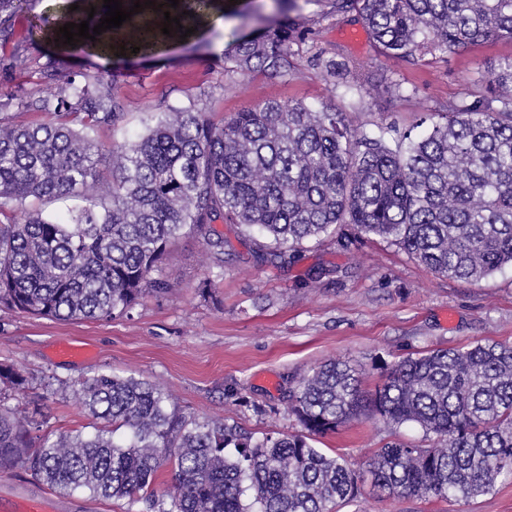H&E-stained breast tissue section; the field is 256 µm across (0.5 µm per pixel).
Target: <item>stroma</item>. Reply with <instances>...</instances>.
I'll return each instance as SVG.
<instances>
[{
  "label": "stroma",
  "mask_w": 512,
  "mask_h": 512,
  "mask_svg": "<svg viewBox=\"0 0 512 512\" xmlns=\"http://www.w3.org/2000/svg\"><path fill=\"white\" fill-rule=\"evenodd\" d=\"M220 18L205 16L199 38L175 39L126 56H96L85 45L59 46L34 21H59L65 8L87 0H25L9 32H0V93L11 96L7 116L29 123L45 113L21 111L22 103L53 96L57 82L108 72L116 77L126 117L103 130L104 145L141 134L151 116L196 104L214 118L265 101L324 102L343 112L351 127L371 131L396 123L411 128L420 115L485 91L483 76L512 57L507 38L460 47L450 55H424L411 63L377 56L355 13L333 12L329 0H301L290 18L310 27L293 45L294 70L242 78L224 70V57L255 28L281 16L279 0H221ZM339 66L329 77L311 66L316 49ZM25 57V69L7 65ZM396 82L408 96L387 91ZM223 270L210 269L194 237L174 244L158 275L169 293L146 295L131 316L115 320L58 321L0 308V363L15 365L28 379L25 390L0 391V408L33 414L42 434L80 428L89 417L72 392L97 371L158 383L190 419L221 418L260 438L293 433L299 424L283 397L306 369L340 358L364 369V388L374 392L382 370L403 357L437 347L480 340L512 344V266L478 282L433 273L391 241L364 240L351 226L334 239L302 251L288 266L258 261L243 227H223ZM208 292H201L204 279ZM63 339L88 347L91 358H55ZM426 446L419 426L393 427L364 415L317 447L345 455L354 469L386 443ZM0 495L50 496L54 512H146L144 504L64 495L23 470L0 473ZM336 512H512V477H499L490 493L470 502L387 498L362 487Z\"/></svg>",
  "instance_id": "obj_1"
}]
</instances>
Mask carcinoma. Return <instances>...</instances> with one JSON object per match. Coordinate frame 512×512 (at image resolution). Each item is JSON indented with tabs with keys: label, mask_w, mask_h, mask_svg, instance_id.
Here are the masks:
<instances>
[{
	"label": "carcinoma",
	"mask_w": 512,
	"mask_h": 512,
	"mask_svg": "<svg viewBox=\"0 0 512 512\" xmlns=\"http://www.w3.org/2000/svg\"><path fill=\"white\" fill-rule=\"evenodd\" d=\"M332 2L358 15L383 56L413 61L512 39V0ZM22 5L0 0V32ZM163 22L138 13L123 26L159 43ZM300 39L285 15L240 41L227 71L288 76ZM484 82L489 94L442 106L417 137L393 123L354 131L326 103L267 101L218 122L192 103L105 147L97 133L125 118L115 80L67 81L53 107L25 105L45 121L0 117V305L63 321L124 317L145 295L170 291L154 273L184 235L224 270L217 224L257 233L258 257L280 264L349 224L438 274L482 280L512 266V58ZM68 197L81 204L46 213ZM362 375L336 358L305 371L286 399L301 430L254 442L235 423L186 418L154 383L100 371L76 390L88 428L52 439L25 415L0 412V472L22 469L59 493L142 501L149 512H331L360 494V474L313 441L370 411L431 441L388 442L370 458L371 485L387 497L469 501L512 474V345L404 357L372 394ZM0 384L22 391L28 381L1 363ZM168 463L170 488L158 496Z\"/></svg>",
	"instance_id": "obj_1"
}]
</instances>
